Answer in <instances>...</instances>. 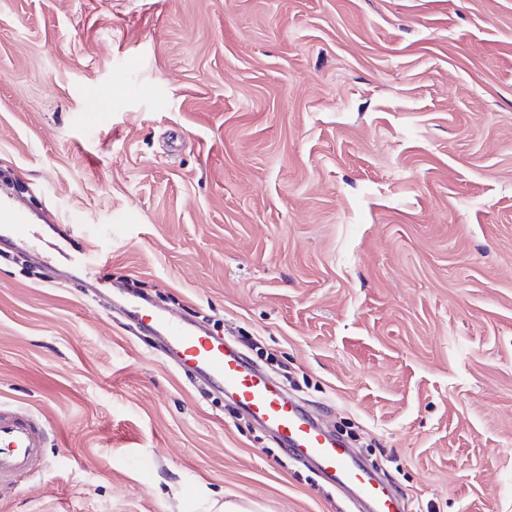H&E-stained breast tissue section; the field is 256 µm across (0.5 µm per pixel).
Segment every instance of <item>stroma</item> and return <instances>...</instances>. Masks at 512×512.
I'll return each mask as SVG.
<instances>
[{
    "mask_svg": "<svg viewBox=\"0 0 512 512\" xmlns=\"http://www.w3.org/2000/svg\"><path fill=\"white\" fill-rule=\"evenodd\" d=\"M0 204L259 339L408 512H512V0H0ZM0 512H351L59 263L0 254ZM45 440V428L37 416L0 407V487L20 473L42 470Z\"/></svg>",
    "mask_w": 512,
    "mask_h": 512,
    "instance_id": "obj_1",
    "label": "stroma"
}]
</instances>
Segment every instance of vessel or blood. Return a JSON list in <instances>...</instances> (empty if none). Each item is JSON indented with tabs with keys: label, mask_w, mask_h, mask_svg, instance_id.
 <instances>
[{
	"label": "vessel or blood",
	"mask_w": 512,
	"mask_h": 512,
	"mask_svg": "<svg viewBox=\"0 0 512 512\" xmlns=\"http://www.w3.org/2000/svg\"><path fill=\"white\" fill-rule=\"evenodd\" d=\"M0 236L24 251H37L42 243L35 225L25 223L10 207L0 206ZM66 266L80 270L90 288L106 281L100 261L87 247L68 253ZM138 312L139 329L160 335L165 357L235 399L251 418L277 435L289 457L312 463L336 488L354 491L370 512H403L390 485L358 462L350 448L226 338L194 319L159 313L145 305ZM45 440V428L37 416L0 407V487L18 474L42 470Z\"/></svg>",
	"instance_id": "vessel-or-blood-1"
}]
</instances>
